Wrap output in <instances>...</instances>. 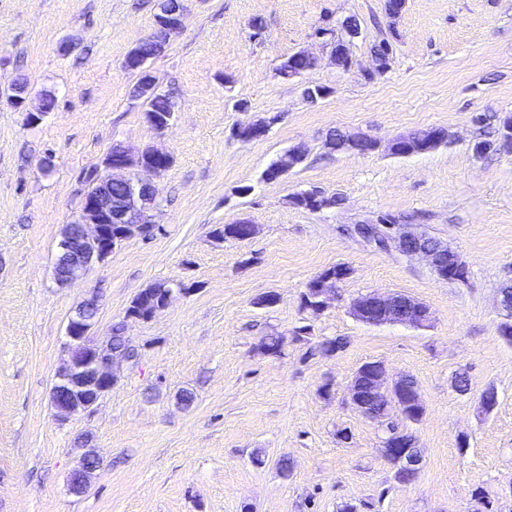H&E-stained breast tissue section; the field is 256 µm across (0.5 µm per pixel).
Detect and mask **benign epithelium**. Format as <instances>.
<instances>
[{
    "label": "benign epithelium",
    "instance_id": "benign-epithelium-1",
    "mask_svg": "<svg viewBox=\"0 0 512 512\" xmlns=\"http://www.w3.org/2000/svg\"><path fill=\"white\" fill-rule=\"evenodd\" d=\"M183 26V10L162 14L155 30L149 38L156 41L161 50H166L170 35ZM361 34V28L346 26L336 22V31H323L320 38H328L333 64L347 71L351 65L341 61L338 45L348 46ZM396 35L385 40V53H371L373 64L366 71V78L386 72L394 56ZM129 57L134 65L128 70L136 73L137 80L132 86L131 96L137 100L151 98L158 93L157 81L142 60L138 51L133 50ZM348 141L355 154L367 156L379 150L381 143L359 132L348 134ZM447 141L445 134L437 127H428L418 133L399 135L388 142L390 154L406 157L416 153L411 148L421 143L430 152ZM165 158L166 151L146 148L136 154L129 149L118 155H109L103 162V172L96 178V190L83 201L79 219L76 221V234L65 235L62 251L67 255V263L58 273L60 286L67 287L81 279L96 264L103 263L112 251L123 241L139 237L152 238L158 226L141 220L138 210L143 204L149 209L161 206V199L155 184L146 175L158 176L159 170L145 159V155ZM305 159L304 150L295 146L282 153L268 179H277L295 168ZM122 185L126 194L121 199H112V186ZM348 234L381 250H395L409 258L424 260L436 275L446 281H463L467 277V267L462 262H448V244L437 240L426 231L413 224H401L395 218L380 215L352 224ZM348 271L336 276V282L326 286L314 277L308 283L305 299L309 309L320 312L335 299L338 284L345 279ZM353 316L365 324H402L424 327L430 319L429 309L416 299L402 294L371 293L353 299ZM96 321L74 315L67 324V358L63 360L51 390V400L57 418L64 421L92 409L97 401L117 384L119 363L129 358V353L112 346V339L102 342L93 336ZM411 376L393 375L386 365L375 361L366 363L356 370L348 386L346 403L355 411L372 419L384 427L381 437L383 456L393 464L395 473L417 474L423 465V456L417 441H408L409 432L393 428L400 419L410 421L404 413L400 392L412 391L420 410H425L418 384H408ZM97 457L94 450H87L80 458L78 466L68 477L70 489L83 493L90 485V478L97 470L92 460Z\"/></svg>",
    "mask_w": 512,
    "mask_h": 512
}]
</instances>
